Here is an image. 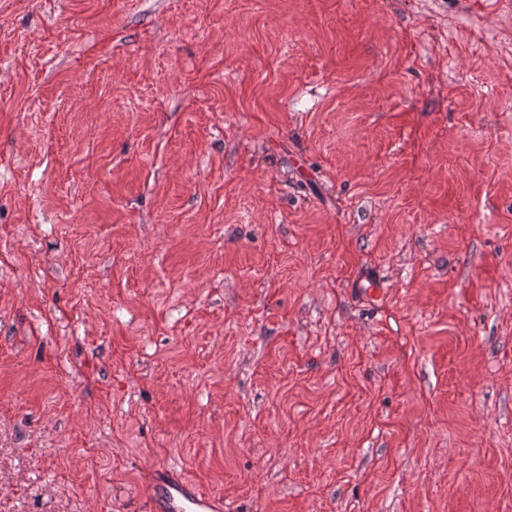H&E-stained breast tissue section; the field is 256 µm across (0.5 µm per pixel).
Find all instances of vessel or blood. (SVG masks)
<instances>
[{
	"label": "vessel or blood",
	"instance_id": "obj_1",
	"mask_svg": "<svg viewBox=\"0 0 512 512\" xmlns=\"http://www.w3.org/2000/svg\"><path fill=\"white\" fill-rule=\"evenodd\" d=\"M149 499L150 512H224L223 498L202 491L165 467L156 469Z\"/></svg>",
	"mask_w": 512,
	"mask_h": 512
}]
</instances>
